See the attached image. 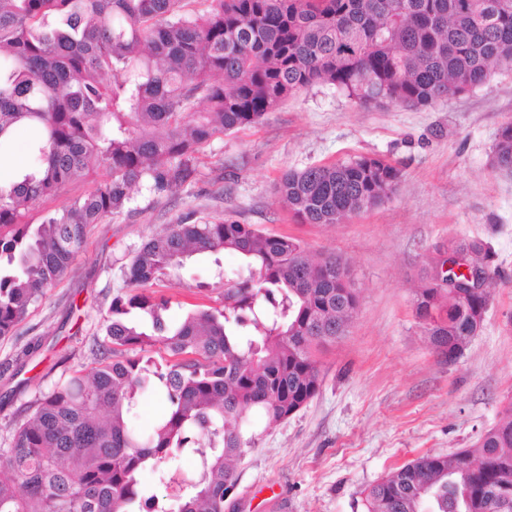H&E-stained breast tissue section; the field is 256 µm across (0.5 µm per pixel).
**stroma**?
I'll return each mask as SVG.
<instances>
[{"label": "stroma", "mask_w": 512, "mask_h": 512, "mask_svg": "<svg viewBox=\"0 0 512 512\" xmlns=\"http://www.w3.org/2000/svg\"><path fill=\"white\" fill-rule=\"evenodd\" d=\"M512 122V73L420 108L365 110L334 88L301 91L256 125L212 140L199 175L173 193L140 187L130 212L92 225L69 275L0 339V448L42 393L90 367L94 339L123 267L167 225L231 218L302 240L312 257L348 264L358 291L344 334L317 355L320 389L288 420L255 418L256 448L240 461L231 494L243 512H363L364 489L425 453L476 445L512 402V171L493 162L499 128ZM359 156L402 170L382 205L337 224H304L275 193L282 173ZM478 237L501 280L481 330L453 363L438 359L414 311V287L431 256ZM231 254L188 262L151 295L170 320L222 308Z\"/></svg>", "instance_id": "stroma-1"}]
</instances>
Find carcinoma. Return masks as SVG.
<instances>
[{"mask_svg":"<svg viewBox=\"0 0 512 512\" xmlns=\"http://www.w3.org/2000/svg\"><path fill=\"white\" fill-rule=\"evenodd\" d=\"M0 0V158L32 130L30 163L0 185V339L63 279L94 224L128 211L146 183L194 182L211 140L259 123L282 101L331 86L362 108L429 106L467 94L495 66L512 68V0ZM205 105L198 110L199 105ZM512 170V122L493 147ZM99 170L90 191L35 222L42 202ZM401 170L362 156L288 171L276 192L304 224H338L378 206ZM456 251L487 267L488 286L429 277L415 317L439 356L463 352L485 319L498 276L489 243ZM233 253L244 280L223 309L172 323L169 300L146 294L194 256ZM337 255L313 258L290 236L232 219H184L153 234L123 271L93 366L39 396L0 451V512H236L237 463L269 424L320 388L316 352L358 306ZM165 352L156 362L151 352ZM165 411L135 428L140 397ZM197 455L177 510L146 495L145 470ZM364 512H512V405L474 448L426 453L364 490Z\"/></svg>","mask_w":512,"mask_h":512,"instance_id":"1","label":"carcinoma"}]
</instances>
